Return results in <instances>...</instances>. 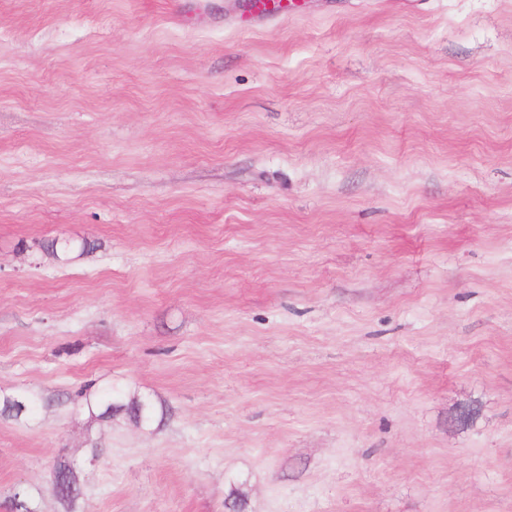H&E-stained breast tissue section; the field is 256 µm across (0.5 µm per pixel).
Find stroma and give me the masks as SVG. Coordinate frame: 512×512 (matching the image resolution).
<instances>
[{
  "label": "stroma",
  "mask_w": 512,
  "mask_h": 512,
  "mask_svg": "<svg viewBox=\"0 0 512 512\" xmlns=\"http://www.w3.org/2000/svg\"><path fill=\"white\" fill-rule=\"evenodd\" d=\"M22 393L0 512H512V0H0ZM43 248L57 258L68 261L73 259L70 257L72 254L78 253L76 257H79L83 253L89 251L90 244L85 240L80 243H76L70 240L59 242L58 240L54 239L50 242L44 243ZM91 386L85 389L83 394L84 406L88 413L96 419L112 421L121 417L137 426H150L156 421L158 409L155 402L148 396H136L127 398L121 391H114L112 388L104 391L91 392ZM86 393V391H88ZM120 403L123 412L114 414L112 403Z\"/></svg>",
  "instance_id": "stroma-1"
}]
</instances>
